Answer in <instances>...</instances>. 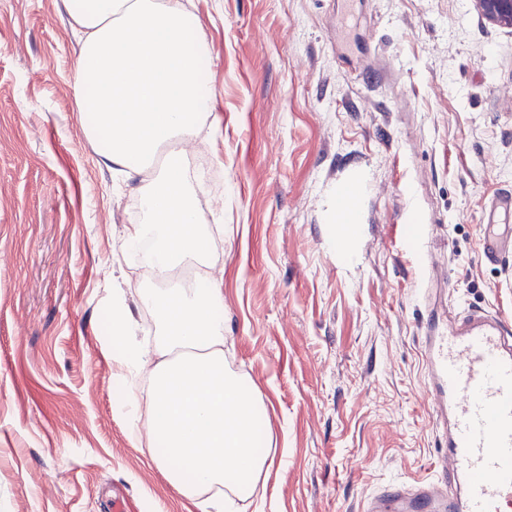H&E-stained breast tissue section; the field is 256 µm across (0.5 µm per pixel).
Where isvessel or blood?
<instances>
[{"label": "vessel or blood", "mask_w": 512, "mask_h": 512, "mask_svg": "<svg viewBox=\"0 0 512 512\" xmlns=\"http://www.w3.org/2000/svg\"><path fill=\"white\" fill-rule=\"evenodd\" d=\"M482 249L512 252V191L494 196ZM428 401L441 424L436 474L370 497L364 512H512V326L473 309L433 314L424 328Z\"/></svg>", "instance_id": "b4317fda"}]
</instances>
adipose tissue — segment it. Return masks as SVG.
<instances>
[{
    "label": "adipose tissue",
    "instance_id": "1",
    "mask_svg": "<svg viewBox=\"0 0 512 512\" xmlns=\"http://www.w3.org/2000/svg\"><path fill=\"white\" fill-rule=\"evenodd\" d=\"M84 34L73 73L76 107L97 154L128 176L154 168L143 195L144 224L128 245H152L154 268L168 274L206 264L203 206L180 155L157 154L192 136L211 109L209 48L182 0H64ZM162 154V153H161ZM159 321L155 344L132 337L122 289L112 291L110 345L114 394L127 416L146 412L149 454L171 488L202 512H237L269 470L275 440L261 396L224 358V292L213 276L191 287L140 292Z\"/></svg>",
    "mask_w": 512,
    "mask_h": 512
}]
</instances>
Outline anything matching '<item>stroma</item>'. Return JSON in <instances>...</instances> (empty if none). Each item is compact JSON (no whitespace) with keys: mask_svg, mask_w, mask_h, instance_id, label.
I'll return each mask as SVG.
<instances>
[{"mask_svg":"<svg viewBox=\"0 0 512 512\" xmlns=\"http://www.w3.org/2000/svg\"><path fill=\"white\" fill-rule=\"evenodd\" d=\"M208 44L205 224L224 353L260 392L273 464L240 512H362L441 448L432 306L512 319V255L479 230L512 188V30L470 0H187ZM63 0H0V512H200L133 441L104 319L143 178L84 136ZM359 185L351 228L337 191Z\"/></svg>","mask_w":512,"mask_h":512,"instance_id":"35a3bbf8","label":"stroma"}]
</instances>
